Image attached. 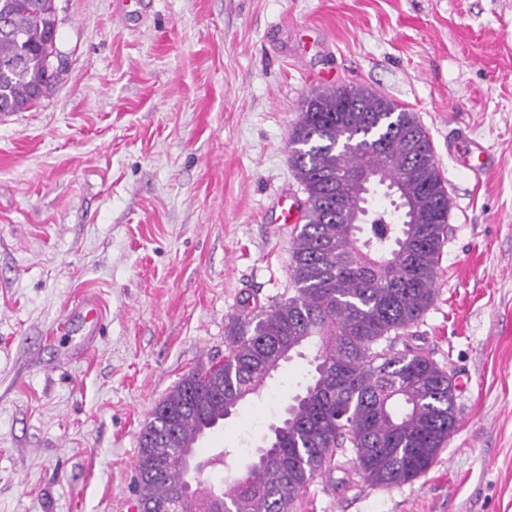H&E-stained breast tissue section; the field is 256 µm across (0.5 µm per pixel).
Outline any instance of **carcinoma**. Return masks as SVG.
<instances>
[{"instance_id": "carcinoma-1", "label": "carcinoma", "mask_w": 512, "mask_h": 512, "mask_svg": "<svg viewBox=\"0 0 512 512\" xmlns=\"http://www.w3.org/2000/svg\"><path fill=\"white\" fill-rule=\"evenodd\" d=\"M55 0H0V112H23L62 73ZM306 198L294 225V294L243 304L225 333L224 359L189 371L153 407L138 437L140 512H291L338 453L351 451L371 485L424 474L457 424L455 385L420 347L397 348L430 306L448 234L449 199L418 117L363 88L306 97L288 136ZM378 175L368 190L355 171ZM350 201L336 213V191ZM383 195L389 206L375 204ZM310 379L266 445L217 483L230 450L193 461L194 442L262 398L301 349Z\"/></svg>"}]
</instances>
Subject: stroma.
I'll return each instance as SVG.
<instances>
[{"label":"stroma","instance_id":"stroma-1","mask_svg":"<svg viewBox=\"0 0 512 512\" xmlns=\"http://www.w3.org/2000/svg\"><path fill=\"white\" fill-rule=\"evenodd\" d=\"M55 5L60 83L0 114V512H135L154 404L223 359L242 300L292 293L288 134L331 84L388 97L432 142L450 218L412 342L452 376L458 425L417 480L371 486L339 455L292 512H512V0ZM309 361L202 451L243 469Z\"/></svg>","mask_w":512,"mask_h":512}]
</instances>
